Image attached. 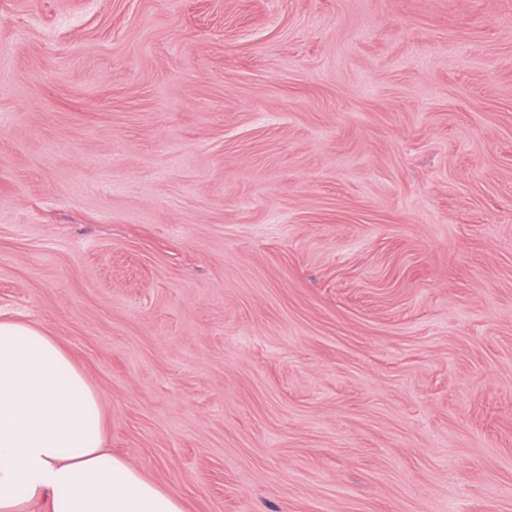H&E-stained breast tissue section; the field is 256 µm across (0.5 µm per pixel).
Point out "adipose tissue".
Listing matches in <instances>:
<instances>
[{
  "instance_id": "obj_1",
  "label": "adipose tissue",
  "mask_w": 512,
  "mask_h": 512,
  "mask_svg": "<svg viewBox=\"0 0 512 512\" xmlns=\"http://www.w3.org/2000/svg\"><path fill=\"white\" fill-rule=\"evenodd\" d=\"M96 392L35 325L0 318V512H184L105 452Z\"/></svg>"
}]
</instances>
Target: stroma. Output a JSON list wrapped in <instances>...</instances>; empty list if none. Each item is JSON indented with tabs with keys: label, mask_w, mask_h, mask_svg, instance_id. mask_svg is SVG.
Instances as JSON below:
<instances>
[{
	"label": "stroma",
	"mask_w": 512,
	"mask_h": 512,
	"mask_svg": "<svg viewBox=\"0 0 512 512\" xmlns=\"http://www.w3.org/2000/svg\"><path fill=\"white\" fill-rule=\"evenodd\" d=\"M0 313L184 512H512V0H0Z\"/></svg>",
	"instance_id": "35a3bbf8"
}]
</instances>
